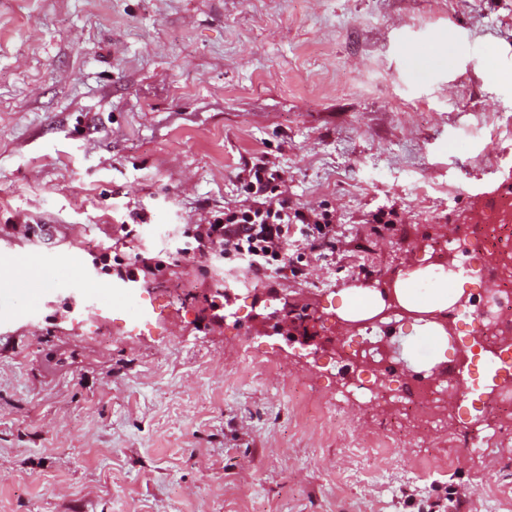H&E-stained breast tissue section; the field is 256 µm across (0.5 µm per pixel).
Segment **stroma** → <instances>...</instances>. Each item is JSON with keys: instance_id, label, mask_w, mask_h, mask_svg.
<instances>
[{"instance_id": "stroma-1", "label": "stroma", "mask_w": 512, "mask_h": 512, "mask_svg": "<svg viewBox=\"0 0 512 512\" xmlns=\"http://www.w3.org/2000/svg\"><path fill=\"white\" fill-rule=\"evenodd\" d=\"M260 159L336 254L268 285L172 261ZM509 181L512 0H0V512H512V435L461 454L478 357L459 417L397 436L360 367L261 333L332 327ZM127 245L164 272L97 270ZM383 333L404 382L436 362L421 323Z\"/></svg>"}]
</instances>
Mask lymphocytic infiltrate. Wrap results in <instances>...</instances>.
Wrapping results in <instances>:
<instances>
[{
    "label": "lymphocytic infiltrate",
    "instance_id": "lymphocytic-infiltrate-1",
    "mask_svg": "<svg viewBox=\"0 0 512 512\" xmlns=\"http://www.w3.org/2000/svg\"><path fill=\"white\" fill-rule=\"evenodd\" d=\"M243 204L223 217L190 225L186 251L195 256L219 252L243 265L260 283L288 276V245L300 241L305 255L329 256L337 249L336 232L327 213L292 207L283 172L251 164L244 179Z\"/></svg>",
    "mask_w": 512,
    "mask_h": 512
}]
</instances>
